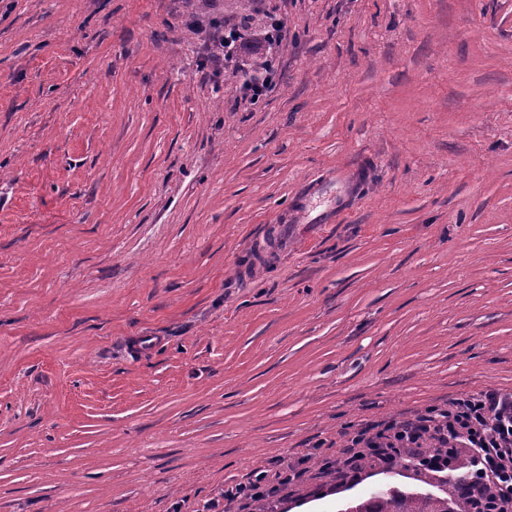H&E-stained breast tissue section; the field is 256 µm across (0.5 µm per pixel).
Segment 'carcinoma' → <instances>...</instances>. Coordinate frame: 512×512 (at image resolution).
<instances>
[{"label": "carcinoma", "instance_id": "1", "mask_svg": "<svg viewBox=\"0 0 512 512\" xmlns=\"http://www.w3.org/2000/svg\"><path fill=\"white\" fill-rule=\"evenodd\" d=\"M344 512H472L470 499L464 495L450 501L428 493H406L398 489L375 492Z\"/></svg>", "mask_w": 512, "mask_h": 512}]
</instances>
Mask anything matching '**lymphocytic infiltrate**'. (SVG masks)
Returning <instances> with one entry per match:
<instances>
[{
	"instance_id": "obj_1",
	"label": "lymphocytic infiltrate",
	"mask_w": 512,
	"mask_h": 512,
	"mask_svg": "<svg viewBox=\"0 0 512 512\" xmlns=\"http://www.w3.org/2000/svg\"><path fill=\"white\" fill-rule=\"evenodd\" d=\"M284 37L285 25L274 16L249 41L241 25L228 24L211 36L212 59L229 63L246 52L262 53L263 74L242 82L245 97L256 103L276 85L273 51ZM405 449L436 472L447 469L450 454L464 451L473 462L472 498L484 512H512V393L486 389L410 418L362 426L323 467L349 479L365 465L393 464Z\"/></svg>"
}]
</instances>
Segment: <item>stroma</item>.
I'll use <instances>...</instances> for the list:
<instances>
[{
  "instance_id": "35a3bbf8",
  "label": "stroma",
  "mask_w": 512,
  "mask_h": 512,
  "mask_svg": "<svg viewBox=\"0 0 512 512\" xmlns=\"http://www.w3.org/2000/svg\"><path fill=\"white\" fill-rule=\"evenodd\" d=\"M284 19L253 104L217 22ZM512 392V0H0V512H345L359 425ZM300 465L302 464L288 465V468L279 470L278 473L275 474L277 479L276 486L268 488V484L266 483L267 475L258 473L247 485L240 484L236 486L234 492L233 489L227 491L226 497L230 500L240 498V500H251V502H255L256 500L266 501L280 486L295 484L303 479L307 468L300 467Z\"/></svg>"
}]
</instances>
